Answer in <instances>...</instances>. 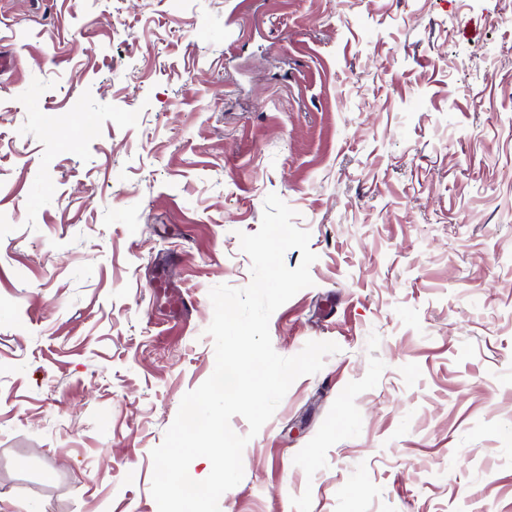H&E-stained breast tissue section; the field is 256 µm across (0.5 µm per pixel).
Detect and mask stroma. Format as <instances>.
Segmentation results:
<instances>
[{
  "instance_id": "35a3bbf8",
  "label": "stroma",
  "mask_w": 512,
  "mask_h": 512,
  "mask_svg": "<svg viewBox=\"0 0 512 512\" xmlns=\"http://www.w3.org/2000/svg\"><path fill=\"white\" fill-rule=\"evenodd\" d=\"M1 54L0 512H158L271 193L273 348L340 351L220 512H512V0H0Z\"/></svg>"
}]
</instances>
